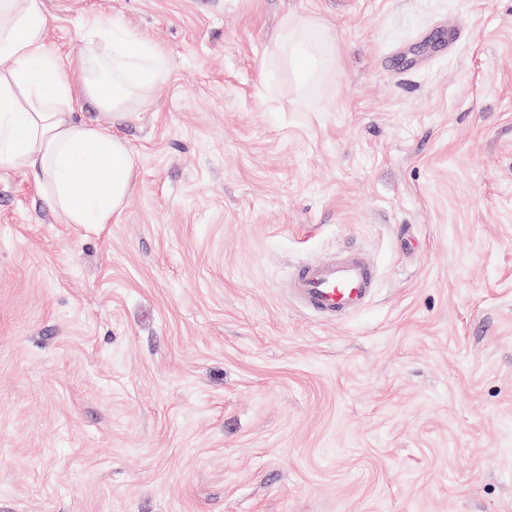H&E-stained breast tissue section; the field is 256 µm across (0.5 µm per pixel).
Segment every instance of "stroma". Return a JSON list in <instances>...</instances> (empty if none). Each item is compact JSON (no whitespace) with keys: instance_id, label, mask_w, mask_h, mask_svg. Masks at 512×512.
Wrapping results in <instances>:
<instances>
[{"instance_id":"35a3bbf8","label":"stroma","mask_w":512,"mask_h":512,"mask_svg":"<svg viewBox=\"0 0 512 512\" xmlns=\"http://www.w3.org/2000/svg\"><path fill=\"white\" fill-rule=\"evenodd\" d=\"M43 4L72 81L96 17L166 75L111 223L0 169V512H512V0ZM342 250L328 321L286 274ZM277 45L279 52L288 59L289 68L297 79L312 78L330 60L334 52V38L319 23H285ZM374 281L369 259L342 251L294 269L288 277V292L304 308L335 321L366 307L375 290Z\"/></svg>"}]
</instances>
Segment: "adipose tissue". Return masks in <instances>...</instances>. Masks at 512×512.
I'll list each match as a JSON object with an SVG mask.
<instances>
[{
  "instance_id": "adipose-tissue-1",
  "label": "adipose tissue",
  "mask_w": 512,
  "mask_h": 512,
  "mask_svg": "<svg viewBox=\"0 0 512 512\" xmlns=\"http://www.w3.org/2000/svg\"><path fill=\"white\" fill-rule=\"evenodd\" d=\"M42 0H0V168L35 175L43 199L68 224H108L125 205L133 160L125 140L75 119L78 98L120 118L130 99L165 73L162 55L112 22L85 34L88 69L74 88L46 45ZM279 52L297 79L312 78L334 52L319 23L284 25Z\"/></svg>"
}]
</instances>
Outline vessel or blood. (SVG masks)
<instances>
[{
  "label": "vessel or blood",
  "instance_id": "obj_1",
  "mask_svg": "<svg viewBox=\"0 0 512 512\" xmlns=\"http://www.w3.org/2000/svg\"><path fill=\"white\" fill-rule=\"evenodd\" d=\"M374 281L369 259L344 251L294 269L288 291L304 308L333 321L365 308L373 296Z\"/></svg>",
  "mask_w": 512,
  "mask_h": 512
}]
</instances>
